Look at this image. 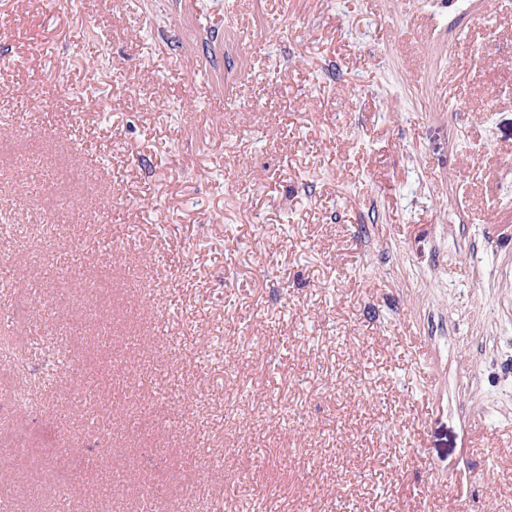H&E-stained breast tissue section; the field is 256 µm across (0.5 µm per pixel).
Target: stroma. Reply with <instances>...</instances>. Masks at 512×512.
<instances>
[{"label": "stroma", "mask_w": 512, "mask_h": 512, "mask_svg": "<svg viewBox=\"0 0 512 512\" xmlns=\"http://www.w3.org/2000/svg\"><path fill=\"white\" fill-rule=\"evenodd\" d=\"M510 62L512 0H0V512H512Z\"/></svg>", "instance_id": "stroma-1"}]
</instances>
